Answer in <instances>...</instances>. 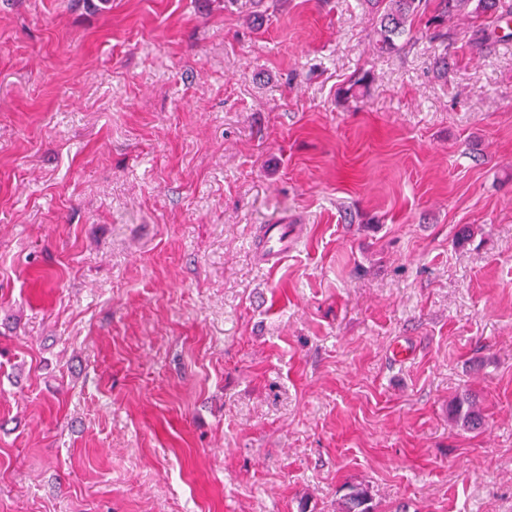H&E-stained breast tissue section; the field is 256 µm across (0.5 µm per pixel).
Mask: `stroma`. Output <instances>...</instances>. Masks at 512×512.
I'll use <instances>...</instances> for the list:
<instances>
[{"instance_id": "obj_1", "label": "stroma", "mask_w": 512, "mask_h": 512, "mask_svg": "<svg viewBox=\"0 0 512 512\" xmlns=\"http://www.w3.org/2000/svg\"><path fill=\"white\" fill-rule=\"evenodd\" d=\"M376 23L0 0V512H512V47ZM293 235H288L287 225L270 224L263 233L261 249L258 252L260 259L266 264H277L288 254ZM452 415L467 430L476 431L484 426V419L476 403L468 397L458 398L452 404Z\"/></svg>"}]
</instances>
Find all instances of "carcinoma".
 Returning <instances> with one entry per match:
<instances>
[{
    "instance_id": "1",
    "label": "carcinoma",
    "mask_w": 512,
    "mask_h": 512,
    "mask_svg": "<svg viewBox=\"0 0 512 512\" xmlns=\"http://www.w3.org/2000/svg\"><path fill=\"white\" fill-rule=\"evenodd\" d=\"M360 3L377 15L375 48L381 54L396 50L397 40L409 31L417 19H426L427 30L435 38L462 40L466 37L474 39L478 32L470 33L462 29L450 35L444 30L448 17L464 15L476 20L487 15L503 19L512 17V4L507 0H360ZM451 412L467 430L476 431L484 426L476 403L467 397L456 399ZM368 501V491L354 487L344 497L338 512H372Z\"/></svg>"
}]
</instances>
